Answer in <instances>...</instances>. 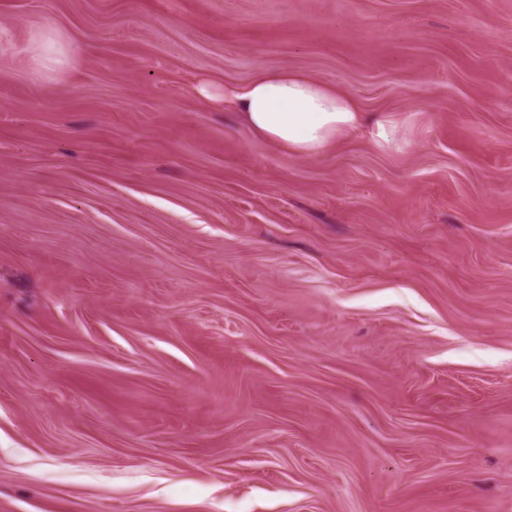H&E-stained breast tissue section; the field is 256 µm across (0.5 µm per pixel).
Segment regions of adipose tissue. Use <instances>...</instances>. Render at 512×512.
I'll use <instances>...</instances> for the list:
<instances>
[{
    "mask_svg": "<svg viewBox=\"0 0 512 512\" xmlns=\"http://www.w3.org/2000/svg\"><path fill=\"white\" fill-rule=\"evenodd\" d=\"M224 105L256 135L297 155H320L339 137L366 128L380 141H390L394 134L390 120H367L349 95L287 70L225 86Z\"/></svg>",
    "mask_w": 512,
    "mask_h": 512,
    "instance_id": "1",
    "label": "adipose tissue"
}]
</instances>
